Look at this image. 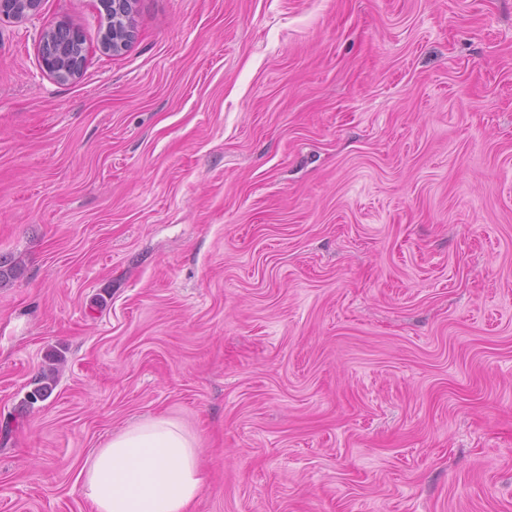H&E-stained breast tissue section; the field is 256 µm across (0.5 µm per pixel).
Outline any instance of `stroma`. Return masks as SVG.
<instances>
[{"mask_svg":"<svg viewBox=\"0 0 512 512\" xmlns=\"http://www.w3.org/2000/svg\"><path fill=\"white\" fill-rule=\"evenodd\" d=\"M133 12L0 22V512L157 415L191 512H512V0ZM99 3L107 18L103 47L112 53L120 52L126 47L129 34L132 32L130 16L133 0H99ZM56 33V44L62 52H68L72 49L73 44L65 38L63 27H57L54 30L45 31L38 45V53L42 69L57 81L65 82L75 78L80 74L85 63V49L83 47L81 54L75 56L70 61L60 62L55 54L54 46L51 41L52 33Z\"/></svg>","mask_w":512,"mask_h":512,"instance_id":"obj_1","label":"stroma"}]
</instances>
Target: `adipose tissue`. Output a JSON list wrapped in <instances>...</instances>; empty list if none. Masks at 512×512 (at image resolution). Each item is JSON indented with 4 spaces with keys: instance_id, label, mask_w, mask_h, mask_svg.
Wrapping results in <instances>:
<instances>
[{
    "instance_id": "obj_1",
    "label": "adipose tissue",
    "mask_w": 512,
    "mask_h": 512,
    "mask_svg": "<svg viewBox=\"0 0 512 512\" xmlns=\"http://www.w3.org/2000/svg\"><path fill=\"white\" fill-rule=\"evenodd\" d=\"M81 475L94 512H189L203 487L193 438L164 416L113 435Z\"/></svg>"
}]
</instances>
